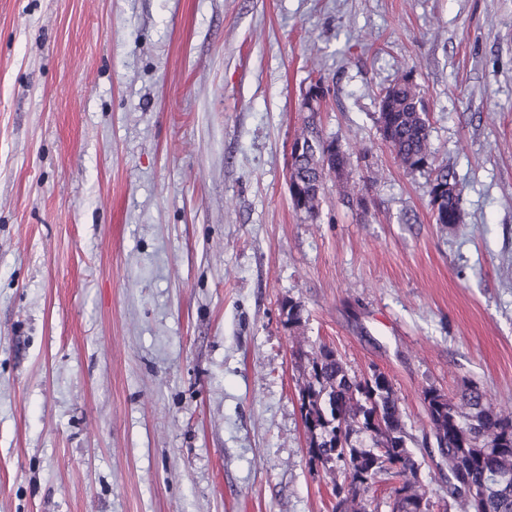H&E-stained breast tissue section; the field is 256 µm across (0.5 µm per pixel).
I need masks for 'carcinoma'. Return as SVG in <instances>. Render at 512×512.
<instances>
[{
  "instance_id": "carcinoma-1",
  "label": "carcinoma",
  "mask_w": 512,
  "mask_h": 512,
  "mask_svg": "<svg viewBox=\"0 0 512 512\" xmlns=\"http://www.w3.org/2000/svg\"><path fill=\"white\" fill-rule=\"evenodd\" d=\"M387 138L400 164L407 170L431 169L430 187L446 186L442 195L437 224L462 223V208L457 182L448 167L432 168L429 120L413 70L403 73L379 97ZM297 177L308 189L323 182L319 159L310 156L296 162ZM334 351L316 353L309 361V381L301 392V415L310 434V459L329 470H343L348 484L336 485L335 512H364L357 490L375 483L378 476L391 472L403 476L415 466L398 400L391 388L373 392L369 378L350 374ZM336 400V412L346 421L345 448H334L331 415H323L325 403ZM379 407L384 428L378 439L367 441L370 429L367 413L369 400ZM427 414L438 401L444 407L442 435L431 452L441 458L442 488L459 512H512V415L492 410L485 393L472 385L459 402L445 399L435 389L425 391ZM405 487L393 489L391 512H414L419 504L403 494Z\"/></svg>"
}]
</instances>
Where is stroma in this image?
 <instances>
[{"label":"stroma","mask_w":512,"mask_h":512,"mask_svg":"<svg viewBox=\"0 0 512 512\" xmlns=\"http://www.w3.org/2000/svg\"><path fill=\"white\" fill-rule=\"evenodd\" d=\"M408 70L454 226L379 134ZM318 80L367 203L311 214ZM323 345L390 379L434 502L424 390L512 413V0H0V512H332ZM310 115L307 117L306 121L304 122V128L301 132V134L298 136L299 138H295L294 141L291 144L290 147V153H289V159H290V166L288 167V187L289 191L292 195L293 200L296 202L302 195L301 192V186L294 180L292 177V165L293 161L296 157L300 156L305 151H308L310 147L314 148L312 142L310 141H303V139H311L316 143H320L322 137L319 134L318 128L316 126L315 120H314V113L311 111ZM303 138V139H301ZM297 177L305 184L307 189H316L323 182V174L319 167V158L311 155L296 162Z\"/></svg>","instance_id":"stroma-1"}]
</instances>
